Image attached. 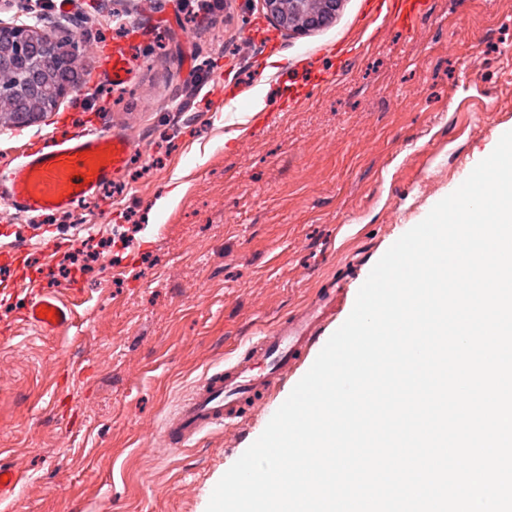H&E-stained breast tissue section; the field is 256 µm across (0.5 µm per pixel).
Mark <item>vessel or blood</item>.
I'll list each match as a JSON object with an SVG mask.
<instances>
[{"label": "vessel or blood", "mask_w": 512, "mask_h": 512, "mask_svg": "<svg viewBox=\"0 0 512 512\" xmlns=\"http://www.w3.org/2000/svg\"><path fill=\"white\" fill-rule=\"evenodd\" d=\"M426 4L427 0H375L370 11L409 27ZM139 150L138 141L117 129L68 135L49 151L20 148L15 164L0 170V198L31 219L70 212L116 182ZM0 263L14 273L12 281L0 285V305L13 304L16 282L26 281L31 289L21 315L35 334H53L72 323L71 308L57 288L45 285L44 271L31 264L27 249L0 246ZM357 267V259H347L341 274L322 282L308 302L276 321L242 354L206 373L166 420V444L187 448L201 435L235 429L247 414L264 412L280 383L300 368L344 309ZM24 479L17 467L1 466L0 502L10 500Z\"/></svg>", "instance_id": "b4317fda"}]
</instances>
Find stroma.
Instances as JSON below:
<instances>
[{"label":"stroma","mask_w":512,"mask_h":512,"mask_svg":"<svg viewBox=\"0 0 512 512\" xmlns=\"http://www.w3.org/2000/svg\"><path fill=\"white\" fill-rule=\"evenodd\" d=\"M0 21L79 33L86 83L24 128L0 127V166L15 147L49 145L69 130L123 129L140 140L101 199L32 222L0 201V244L62 238L46 273L84 291L64 334L37 337L0 306L15 334L0 342V465L24 471L0 512H206L207 490L269 422L163 446L169 411L225 356L243 352L339 269L336 227L361 224L362 280L393 243L450 195L461 165L497 144L485 103L512 127V0H428L412 28L365 16L342 0L335 19L296 33L261 0H223L190 13L180 0H32ZM99 14L91 31L80 14ZM130 48L131 81L113 84L105 58ZM281 59L265 112L238 123L222 104ZM345 68L311 87L316 71ZM304 102L287 111L288 97ZM236 131L234 139L225 134ZM181 199L149 221L171 180ZM106 242L112 265H70Z\"/></svg>","instance_id":"obj_1"}]
</instances>
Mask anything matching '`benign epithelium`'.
I'll use <instances>...</instances> for the list:
<instances>
[{
	"label": "benign epithelium",
	"mask_w": 512,
	"mask_h": 512,
	"mask_svg": "<svg viewBox=\"0 0 512 512\" xmlns=\"http://www.w3.org/2000/svg\"><path fill=\"white\" fill-rule=\"evenodd\" d=\"M341 0H318V8L309 0H292V9L284 11L282 0H263L266 14L285 30L304 31L327 24L335 15ZM80 55V40L67 31L52 38L31 25L0 22V65L20 64L22 78L11 84H0V102L34 92L51 76L68 74L56 89L61 99L81 87L83 74L75 67Z\"/></svg>",
	"instance_id": "obj_1"
}]
</instances>
